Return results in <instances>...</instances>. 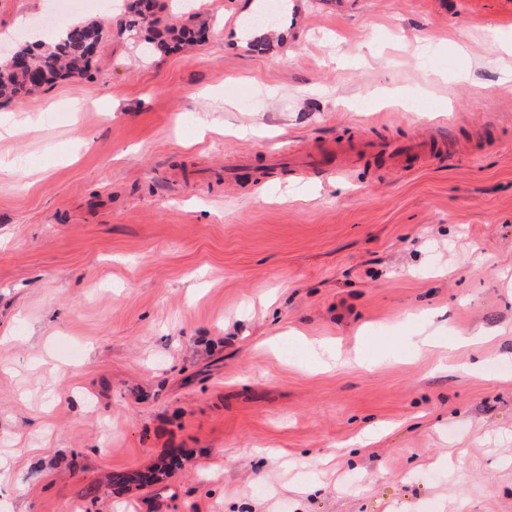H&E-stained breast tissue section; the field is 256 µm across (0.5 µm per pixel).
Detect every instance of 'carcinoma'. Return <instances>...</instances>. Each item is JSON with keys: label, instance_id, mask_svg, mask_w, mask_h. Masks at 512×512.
<instances>
[{"label": "carcinoma", "instance_id": "cac0c4a2", "mask_svg": "<svg viewBox=\"0 0 512 512\" xmlns=\"http://www.w3.org/2000/svg\"><path fill=\"white\" fill-rule=\"evenodd\" d=\"M142 0H124L125 18L123 31L133 37L141 36L148 30L158 32V41H147L152 48L161 51L170 46L183 47L204 37L206 28H192L185 24L162 22L159 13L163 5L155 2L154 11L147 15L141 8ZM104 37L101 22L66 25L64 29L47 42L40 41L30 46L18 44L6 54L0 48V99H22L35 90L59 77H81L86 74L90 46H99ZM160 476L155 472L118 474L112 478L115 484L139 482L156 483Z\"/></svg>", "mask_w": 512, "mask_h": 512}]
</instances>
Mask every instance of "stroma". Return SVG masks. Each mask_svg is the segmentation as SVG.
<instances>
[{
	"label": "stroma",
	"instance_id": "stroma-1",
	"mask_svg": "<svg viewBox=\"0 0 512 512\" xmlns=\"http://www.w3.org/2000/svg\"><path fill=\"white\" fill-rule=\"evenodd\" d=\"M166 2L205 38L146 56L0 0L109 20L0 102V512H512V0H284L263 53L261 0Z\"/></svg>",
	"mask_w": 512,
	"mask_h": 512
}]
</instances>
